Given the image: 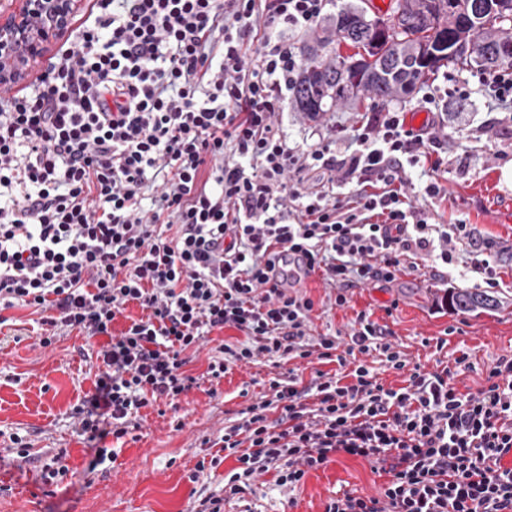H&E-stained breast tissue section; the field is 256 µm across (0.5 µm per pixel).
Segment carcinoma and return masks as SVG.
I'll use <instances>...</instances> for the list:
<instances>
[{"instance_id": "carcinoma-1", "label": "carcinoma", "mask_w": 512, "mask_h": 512, "mask_svg": "<svg viewBox=\"0 0 512 512\" xmlns=\"http://www.w3.org/2000/svg\"><path fill=\"white\" fill-rule=\"evenodd\" d=\"M512 0H394L390 31L376 28L360 6L344 3L304 40L303 68L291 95L294 109L309 118L347 107L356 112L408 94L417 83L453 65L495 71L510 63L512 25L490 14ZM459 46L453 53L443 38ZM354 49L342 55L336 45ZM449 307L463 313L494 310L499 301L480 289L448 291Z\"/></svg>"}]
</instances>
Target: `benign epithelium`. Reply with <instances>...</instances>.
Here are the masks:
<instances>
[{
	"mask_svg": "<svg viewBox=\"0 0 512 512\" xmlns=\"http://www.w3.org/2000/svg\"><path fill=\"white\" fill-rule=\"evenodd\" d=\"M78 0H0V86L25 80L64 41Z\"/></svg>",
	"mask_w": 512,
	"mask_h": 512,
	"instance_id": "obj_1",
	"label": "benign epithelium"
}]
</instances>
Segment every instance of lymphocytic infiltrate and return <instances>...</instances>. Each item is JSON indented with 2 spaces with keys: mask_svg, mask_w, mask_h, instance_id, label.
I'll return each instance as SVG.
<instances>
[{
  "mask_svg": "<svg viewBox=\"0 0 512 512\" xmlns=\"http://www.w3.org/2000/svg\"><path fill=\"white\" fill-rule=\"evenodd\" d=\"M332 0H94L51 68L17 92L0 87V310L49 308L42 347L59 329L105 337L78 432L122 438L133 417L198 385L186 351L235 329L209 363L262 355L336 360L311 387L273 378L268 395L225 428L238 469L197 512H224L256 475L297 487L344 453L389 474L379 496L330 500L325 512H512V356L461 393L454 369L409 366L387 325L360 313L351 343H309L311 298L276 272L303 254L348 303L355 288L394 281L407 258L435 255L448 278L467 254L478 288L499 285L493 243L473 225L438 224L403 191L409 169L439 171L431 125L397 108L349 137L290 143L276 114L302 57L285 30L309 32ZM144 311L120 332L128 303ZM376 350L406 386L384 387L360 354ZM279 410L270 421V410ZM223 455V456H224Z\"/></svg>",
  "mask_w": 512,
  "mask_h": 512,
  "instance_id": "lymphocytic-infiltrate-1",
  "label": "lymphocytic infiltrate"
}]
</instances>
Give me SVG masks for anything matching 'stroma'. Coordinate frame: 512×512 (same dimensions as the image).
<instances>
[{
  "mask_svg": "<svg viewBox=\"0 0 512 512\" xmlns=\"http://www.w3.org/2000/svg\"><path fill=\"white\" fill-rule=\"evenodd\" d=\"M482 72L442 67L431 85L446 79L468 83L464 99L443 98L434 117L447 153L448 165L437 174L417 170L406 192L422 199L430 179H438L441 194L430 210L436 222L474 225L498 250L497 309L478 315L438 312L434 302L443 288H469L475 282L465 268L451 279L431 277L433 257L421 256L395 281L374 282L355 289L347 305L334 304L335 292L321 274L304 283L302 292L314 302L312 334L348 336L360 312L388 326L391 343L411 363L426 370L453 366L466 351L473 367L458 375L460 392H477L487 368L498 357L512 355V109L491 110L481 82ZM367 112L339 109L310 119L285 105L277 120L290 142L311 145L332 127L353 129ZM0 325V512H194L205 495L220 492L224 477L236 466L227 458L215 468L196 473L202 459L220 454L218 444L227 426L241 422V412L266 391L270 377L296 378L310 385L316 372L335 373L336 363L307 365L285 357H261L231 366L214 380L206 371L224 343L240 339L234 329L213 331L198 349L188 351V374L199 385L178 400H158L141 409L139 426L123 438L106 437L103 447L114 460L94 465L95 451L77 432L73 413L94 388L100 339L78 333L58 337L40 347L37 332L42 313L25 307L4 310ZM445 338L436 348V338ZM29 444L26 459H18L13 436ZM68 468L66 477L47 483L43 472L54 458ZM387 475L346 455L309 471L301 485H277L275 472L252 480L250 487L225 501L224 512H325L330 499L351 493L379 495Z\"/></svg>",
  "mask_w": 512,
  "mask_h": 512,
  "instance_id": "obj_1",
  "label": "stroma"
}]
</instances>
